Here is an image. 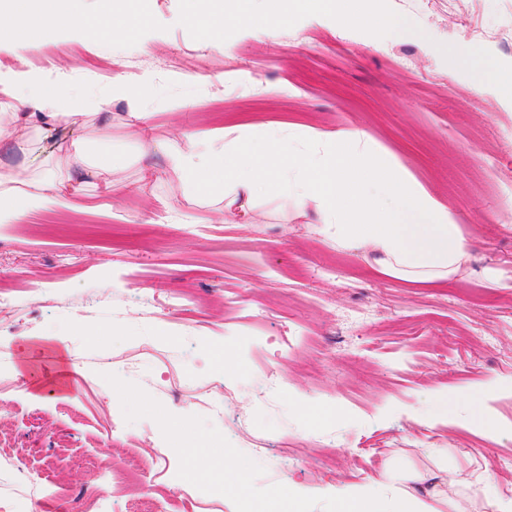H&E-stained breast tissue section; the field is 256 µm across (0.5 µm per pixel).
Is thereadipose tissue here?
Segmentation results:
<instances>
[{
    "label": "adipose tissue",
    "mask_w": 512,
    "mask_h": 512,
    "mask_svg": "<svg viewBox=\"0 0 512 512\" xmlns=\"http://www.w3.org/2000/svg\"><path fill=\"white\" fill-rule=\"evenodd\" d=\"M143 19L135 8L86 15L81 0H0V45L21 46L45 35L123 39ZM12 90V120L0 124V225L20 223L29 213L68 207L66 184L97 177L76 151L70 173L47 166L30 131L41 141L57 137L59 123L82 126L107 109L105 96L71 93L64 82L31 71L4 82ZM305 152L278 139L261 161L228 151L223 139L171 154L184 185L209 195L222 192L228 207H252L262 192L279 188L300 206H314L321 232L337 247L371 256V266L411 284L448 279L468 258V242L456 220L405 168L359 130L327 140L308 136Z\"/></svg>",
    "instance_id": "ef3b65f1"
}]
</instances>
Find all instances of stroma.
<instances>
[{"instance_id": "1", "label": "stroma", "mask_w": 512, "mask_h": 512, "mask_svg": "<svg viewBox=\"0 0 512 512\" xmlns=\"http://www.w3.org/2000/svg\"><path fill=\"white\" fill-rule=\"evenodd\" d=\"M372 21L292 0H139L146 35L93 44L40 39L0 52V73L39 70L110 96V122L59 126L50 166L85 142L100 180L67 209L0 228V491L22 512H77L105 460L102 512H235L178 478L157 423L123 416L107 373L170 413L208 420L262 465L257 487L368 494L402 477L436 512H492L512 498V103L491 86L512 65V0H364ZM224 18L223 43L201 29ZM152 83H142L143 75ZM122 76L141 102L131 122ZM235 129L251 159L283 133L355 127L390 149L457 217L469 258L438 286L372 270L319 233L313 211L259 196L250 215L187 189L164 148ZM159 146L143 158L144 143ZM119 193H109V185ZM101 336L71 334V325ZM20 394H12L16 380ZM482 393L497 423L472 421ZM447 394L456 425L417 422ZM41 474H12L8 460Z\"/></svg>"}]
</instances>
